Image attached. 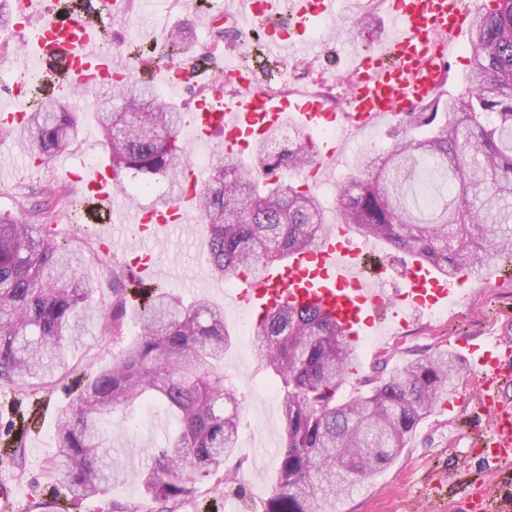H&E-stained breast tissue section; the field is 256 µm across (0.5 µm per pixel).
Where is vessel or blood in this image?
Instances as JSON below:
<instances>
[{
	"label": "vessel or blood",
	"instance_id": "vessel-or-blood-1",
	"mask_svg": "<svg viewBox=\"0 0 512 512\" xmlns=\"http://www.w3.org/2000/svg\"><path fill=\"white\" fill-rule=\"evenodd\" d=\"M102 11L90 16L72 0H21L20 23L16 32L24 36L27 62L44 77L47 88L66 96L76 89L97 88L122 79L125 67L114 62L102 49L99 33L104 17L117 16L125 0H100ZM280 0H241L238 14L230 15L232 25H260L267 37V52L280 58L293 49L314 53L309 38L315 20L335 19L339 0H289L290 17L280 20ZM389 37L384 48L372 53L352 52L349 69L358 74L348 97L339 108L328 107L324 98L298 92L274 93L253 83L238 60L224 63V82L215 83L186 113V124L197 139L211 131L224 132V150L243 154L269 130L296 119L309 136L326 127L338 129L336 138L318 144L317 160L309 175L329 176L337 156L348 139L373 128L377 123L416 111L440 98L450 81L448 62L460 40L469 37L473 14L466 0H388L384 11ZM193 68L187 58L157 61L152 72L162 75L168 88L188 80ZM235 83L233 93H225V82ZM25 101L14 99L0 107V128L21 126L26 118ZM79 183L76 209L80 214L96 212L113 226L134 224L140 246L129 263L139 276L154 277L158 270L152 246L158 238L184 223L189 204L194 203L202 181L198 172H189L177 203L164 208L130 209L118 197L119 174L111 165L100 163L71 173ZM370 243L351 240L348 226H337L313 250L291 256L255 282L239 284L234 300L249 312L263 314L279 303L298 307L318 305L336 319L350 342L382 335L389 306H406L424 311L448 303L460 286L459 280L436 274L413 262L401 274L399 288L384 287L385 269L365 277V257ZM474 369L480 374L481 406L492 418L490 434L473 435L470 445L488 461L512 462V406L500 403L494 392L512 378V349L499 336L469 346Z\"/></svg>",
	"mask_w": 512,
	"mask_h": 512
}]
</instances>
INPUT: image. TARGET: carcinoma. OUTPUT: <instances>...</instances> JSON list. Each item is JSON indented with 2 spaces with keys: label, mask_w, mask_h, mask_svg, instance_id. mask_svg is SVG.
<instances>
[{
  "label": "carcinoma",
  "mask_w": 512,
  "mask_h": 512,
  "mask_svg": "<svg viewBox=\"0 0 512 512\" xmlns=\"http://www.w3.org/2000/svg\"><path fill=\"white\" fill-rule=\"evenodd\" d=\"M490 2L478 12L467 90L412 113L389 148L361 154L336 195L339 223L441 274L465 271L477 280L494 262H512V0ZM163 49L179 55L193 46L172 33ZM118 98L122 105L97 119L112 168L126 175L119 189L134 202L141 185L162 181L152 204L169 205L189 165L179 141L184 113L134 78ZM79 132L68 105L52 100L32 107L23 130L40 161L67 152ZM277 134L254 145L259 164L222 155L202 185L198 213L219 280L255 281L329 232L327 211L309 185L279 176L306 172L313 142L281 148ZM426 161L462 192L440 196L419 217L404 186ZM112 291L111 307L93 306L69 243L46 224L0 215V385L54 383L69 369V346L94 318L122 335L126 297L118 286ZM137 328L136 341L111 367L89 374L61 417L54 476L78 499L96 495L115 474L110 447L127 411L152 402L178 426L146 449L140 484L145 506L175 512L196 479L223 469L237 448L240 404L221 367L233 336L224 309L205 298L186 305L166 289L146 300ZM250 331L284 427L279 479L264 512H337L342 494L399 457L463 372L452 351L435 350L365 378L357 396L340 402L336 392L358 351L334 320L317 308L277 307Z\"/></svg>",
  "instance_id": "obj_1"
}]
</instances>
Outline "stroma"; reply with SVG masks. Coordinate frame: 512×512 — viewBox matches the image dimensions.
I'll list each match as a JSON object with an SVG mask.
<instances>
[{"mask_svg": "<svg viewBox=\"0 0 512 512\" xmlns=\"http://www.w3.org/2000/svg\"><path fill=\"white\" fill-rule=\"evenodd\" d=\"M226 2L211 0L210 10L205 12L195 0H128L126 20L108 25L111 51L123 66L136 70L137 60L124 49L133 27L155 31L161 38L185 31L195 54L204 58L213 51L241 55L246 49H257V42L242 44L239 31L221 33L211 27L212 17ZM382 15V7L374 0H343L338 22L322 20L313 29L315 41L334 40L335 53L290 55L286 61L289 89L308 90L319 84L328 105L340 106L348 87L337 78L342 69L339 55L365 46L361 26L365 18H372L374 34H383ZM115 104L114 93L107 86L71 98L70 105L81 124V134L70 149L78 161L91 165L101 160L99 143L103 136L97 114ZM399 132V126L389 121L373 133L346 143L334 178L312 185L326 210H333L337 188L361 152L387 148ZM28 160L18 133H0V167L13 172L10 179L0 182V214L33 215L35 223L49 225L59 239L72 240L66 202L76 193L74 185L54 161L34 170ZM207 238L208 229L193 210L177 232L157 241L153 252L164 273L159 284L176 289L184 301L204 297L223 307L224 322L236 334L244 312L241 306L225 300L224 283L210 270ZM72 242L73 261L92 290L93 304H111L112 276L124 272L135 239L117 238L105 249L94 239ZM125 292L129 300L123 335L115 336L101 324H90L82 342L69 349L70 370L65 376L48 387L0 390V483L17 486L19 512H25L28 502L58 494L51 469L57 425L83 389L86 371L110 367L135 339L133 325L141 304L132 298L133 285H126ZM453 302L456 315L436 322L428 314L411 312L405 324L392 326L382 336L377 350L359 347L354 378L376 374L384 365L391 369L403 366L437 348L462 357L465 343H476L486 336L500 335L512 342V274L492 268L482 281L468 282ZM224 370L241 403L238 448L223 471L196 482L194 493L178 504L176 512H250V504L265 501L275 484L280 450L269 447L268 442L283 438L281 402L265 397L270 380L259 368L255 350L244 348L241 341H234L225 353ZM476 398L474 378L464 374L450 406L440 407L422 420L400 457L373 480L347 493L338 504L339 512H463L468 497L498 479L497 465L476 456L470 446V433L491 430V418L478 411ZM175 426V417L162 409L152 405L136 409L128 437L111 449L118 466L116 476L98 495L74 501L73 512H129L139 506L143 495L137 475L147 462L146 450ZM243 472L249 475L244 482L239 479Z\"/></svg>", "mask_w": 512, "mask_h": 512, "instance_id": "stroma-1", "label": "stroma"}]
</instances>
